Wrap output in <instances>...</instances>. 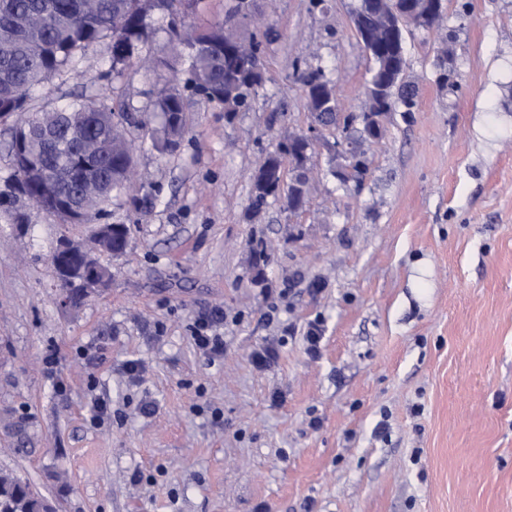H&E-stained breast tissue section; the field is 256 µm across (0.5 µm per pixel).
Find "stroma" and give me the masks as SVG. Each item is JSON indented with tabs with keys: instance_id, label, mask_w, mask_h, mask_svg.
Returning a JSON list of instances; mask_svg holds the SVG:
<instances>
[{
	"instance_id": "35a3bbf8",
	"label": "stroma",
	"mask_w": 512,
	"mask_h": 512,
	"mask_svg": "<svg viewBox=\"0 0 512 512\" xmlns=\"http://www.w3.org/2000/svg\"><path fill=\"white\" fill-rule=\"evenodd\" d=\"M356 4L250 0L239 32L268 43L248 106L228 117L191 97L166 153L155 124L131 127L140 203H112L131 240L99 253L112 273L101 293L57 301L51 256L85 226L26 200L23 223L0 209V470L56 512H512V0H444L445 27L408 35L419 109L390 113L376 147L355 139L361 191L331 176L328 127L305 205L249 208L259 158L311 121L298 67L321 66L359 110L370 62ZM442 55L455 89L438 85ZM109 69L102 43L31 106L98 85L106 105L151 111L153 75ZM207 307L224 310L213 363L190 332ZM273 338L277 362L256 369L253 350ZM131 360L145 366L137 384ZM98 396L110 412L97 425Z\"/></svg>"
}]
</instances>
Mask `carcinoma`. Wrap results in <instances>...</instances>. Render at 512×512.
Wrapping results in <instances>:
<instances>
[{"mask_svg": "<svg viewBox=\"0 0 512 512\" xmlns=\"http://www.w3.org/2000/svg\"><path fill=\"white\" fill-rule=\"evenodd\" d=\"M143 13L142 0H0V124L9 125L11 131L28 129L22 150H9V182L13 186L19 184L25 155L42 153L43 132L47 129L56 134L62 150L46 157L45 163L57 185L67 192L81 189V179L67 158L69 144L92 141L99 146L92 160L97 191L84 199L87 221L99 219L112 198L125 189L126 183L113 181L117 174L127 178V173L121 171L124 155L134 150L125 125L143 126L146 118L121 105L109 107L95 95H84L66 106L41 112L31 111L29 102L36 89L73 71L87 50L107 42L114 51L117 39L128 48L146 43L149 30ZM222 44L220 24L186 27L179 32L169 27L168 52L143 58L148 68L171 74V79L152 90L153 111L164 117L170 112L180 115L179 126L163 124L157 129L160 150H175L186 132L188 101L178 90V83L209 102L223 105L230 113L244 107L254 86L263 81V73L245 71L243 63L224 53ZM405 66L404 43L387 37L385 57L372 60L369 81L389 87L382 105L392 112H413L417 107V88L404 79L394 81ZM296 73L310 112L335 111L333 100L323 92L326 73L322 67L307 64ZM287 157L288 146L280 142L274 156H266V163L253 172L251 208L258 209L268 197L281 194L289 209L303 206L283 185L282 166ZM40 499L28 482L10 472H0V512H35Z\"/></svg>", "mask_w": 512, "mask_h": 512, "instance_id": "obj_1", "label": "carcinoma"}]
</instances>
